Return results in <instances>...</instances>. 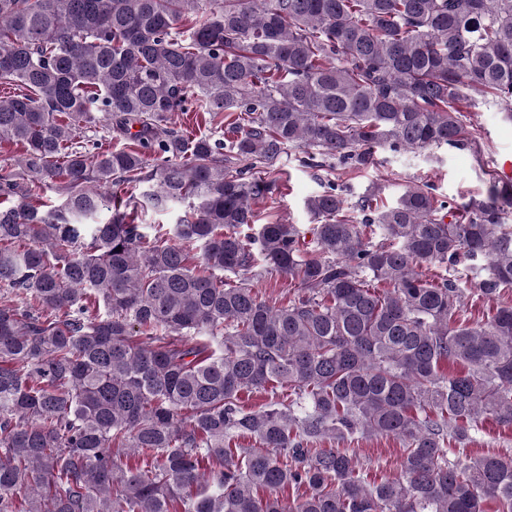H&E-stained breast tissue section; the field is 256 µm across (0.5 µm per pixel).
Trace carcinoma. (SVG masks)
<instances>
[{"instance_id":"1","label":"carcinoma","mask_w":512,"mask_h":512,"mask_svg":"<svg viewBox=\"0 0 512 512\" xmlns=\"http://www.w3.org/2000/svg\"><path fill=\"white\" fill-rule=\"evenodd\" d=\"M0 85V512H512V454L452 458L512 426V306L462 301L512 289V185L336 183L379 148L468 146L474 93L512 120V0H0ZM190 112L224 137L169 126ZM291 149L326 173L309 240L256 224ZM114 186L181 207L172 237ZM464 259L469 290L423 273ZM371 435L399 477L321 447ZM249 283L260 297L273 302L284 300L293 291L288 288V279L274 272L254 276ZM471 296L466 294L463 302L464 309H467L468 317L474 320H485L489 315L493 313L496 309L497 305H511L512 306V291H507L504 293L499 303L490 302V303H474L471 300Z\"/></svg>"}]
</instances>
